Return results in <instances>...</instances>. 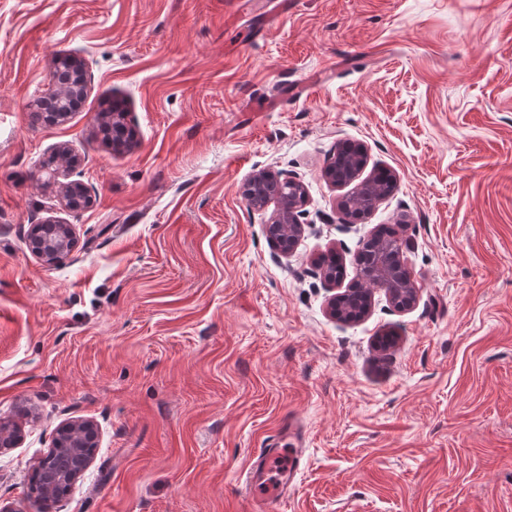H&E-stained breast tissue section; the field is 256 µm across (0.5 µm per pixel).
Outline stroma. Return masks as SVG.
I'll use <instances>...</instances> for the list:
<instances>
[{"label":"stroma","instance_id":"obj_1","mask_svg":"<svg viewBox=\"0 0 512 512\" xmlns=\"http://www.w3.org/2000/svg\"><path fill=\"white\" fill-rule=\"evenodd\" d=\"M0 0V499L37 512L33 466L65 420L100 448L58 512H251L243 475L286 421L303 432L284 512H512V0ZM88 92L36 123L55 60ZM121 102L133 144L99 131ZM368 149L395 191L346 222L324 177ZM90 208H63L58 146ZM300 179L281 255L243 186ZM74 225L47 266L30 225ZM405 223L420 288L344 323L316 258L347 278L360 240ZM394 332L395 347L377 336Z\"/></svg>","mask_w":512,"mask_h":512}]
</instances>
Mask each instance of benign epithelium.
I'll use <instances>...</instances> for the list:
<instances>
[{
    "label": "benign epithelium",
    "mask_w": 512,
    "mask_h": 512,
    "mask_svg": "<svg viewBox=\"0 0 512 512\" xmlns=\"http://www.w3.org/2000/svg\"><path fill=\"white\" fill-rule=\"evenodd\" d=\"M88 84L84 76H79L74 84L66 75H57L55 90L41 99L45 106L69 97H84ZM100 120L112 122V144L120 145L129 138L130 128L127 122V111L120 107L108 116L103 114ZM59 167L49 174V179L59 188L65 206L74 209L73 196L79 194L88 203L93 198L88 188L79 182H64L62 178L79 164V158L67 148L58 150ZM368 163V152L361 143L352 144L343 154L335 156L326 168V176L331 183L339 188L355 185L357 196L362 199L363 211L355 214L347 210L348 196L344 195L339 201L340 211L347 217L361 218L397 187L396 174L387 170L382 177L386 182L378 181L373 174L364 179L360 175ZM252 181L261 183L277 194L278 208L272 215L266 232L271 234L269 240L283 255H288L293 248L292 242L304 232V225L298 221V213L307 200L306 187L299 180L278 173L262 172ZM38 238L29 241L32 253L44 264L55 263L61 256L72 252L78 244L76 231L71 224L60 220L47 219L40 225ZM394 241L385 248L375 245V237L362 240L356 252V258L364 259L357 265V280L371 278L368 298H373L377 292L385 297L400 311L412 308L418 301L419 289L414 276L407 265L405 254L411 250L412 242L405 235V225L395 228ZM359 293L356 284H350L343 291L334 295L330 301L332 317L345 321L336 310L338 299L350 303ZM23 440L22 431L14 425L0 423V453L17 448ZM99 445V428L92 419L77 418L61 423L53 438L52 446L36 462L33 471L45 470L44 484L37 501L41 512H55V506L63 499V494L70 493L74 486L83 479L86 472L95 461L96 448Z\"/></svg>",
    "instance_id": "benign-epithelium-1"
}]
</instances>
